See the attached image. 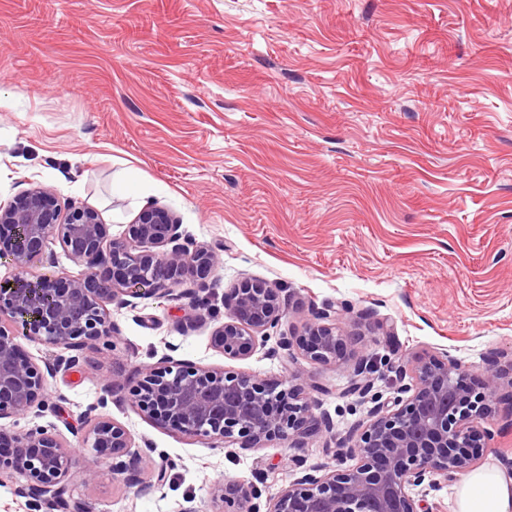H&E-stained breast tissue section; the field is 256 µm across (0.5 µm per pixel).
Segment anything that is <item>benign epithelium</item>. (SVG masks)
<instances>
[{
  "instance_id": "benign-epithelium-1",
  "label": "benign epithelium",
  "mask_w": 512,
  "mask_h": 512,
  "mask_svg": "<svg viewBox=\"0 0 512 512\" xmlns=\"http://www.w3.org/2000/svg\"><path fill=\"white\" fill-rule=\"evenodd\" d=\"M0 225L8 228L7 235L0 234V258L10 257L17 266L12 282L0 286V321L8 317L16 325L10 330L0 324V420L54 408L44 373L80 367V351L89 345L110 347L115 326L108 305L134 308L135 298L174 300L189 294L204 305L208 298L192 288L178 293L176 287L194 273L208 275L218 264L215 250L194 245L176 217L155 203L144 206L117 241L109 238L95 210L76 204L64 210L50 189L37 184L0 205ZM55 241L85 267L82 277H29V265ZM282 293L247 280L224 294L229 313L214 331L215 346L226 357L246 359L275 332L273 356L297 350L322 365L346 361L345 306L325 305L298 334L282 329L287 316ZM20 337L70 355L58 354L41 367L23 350ZM349 368L351 390L372 404L350 448L357 463L308 466L296 458L295 479L264 504L251 483L219 482L213 490L217 512H431L427 501L416 497V488H434L441 479L451 482L476 468L490 437L477 420L491 413L503 384L501 372L486 370L483 392L477 393L470 373L454 358L413 355L400 369L402 383L384 399L374 390L373 362L360 358ZM407 377L410 381L403 382ZM132 396L158 426L218 448L227 439L241 450L275 439L299 445L310 434L332 430L328 417L316 414L313 401L286 379L257 380L169 355L141 370ZM82 420L84 427L72 433L112 462V471L124 476L127 486L140 485L139 465L152 462L151 445L131 452L125 427L98 414L95 405ZM73 455L74 448L53 427L20 433L0 427V476L22 461L25 482L15 492L43 498L58 512H84L82 503L65 497Z\"/></svg>"
}]
</instances>
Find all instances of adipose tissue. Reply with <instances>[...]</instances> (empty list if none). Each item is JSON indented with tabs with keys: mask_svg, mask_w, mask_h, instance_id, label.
<instances>
[{
	"mask_svg": "<svg viewBox=\"0 0 512 512\" xmlns=\"http://www.w3.org/2000/svg\"><path fill=\"white\" fill-rule=\"evenodd\" d=\"M459 512H512V477L495 469L476 470L457 486Z\"/></svg>",
	"mask_w": 512,
	"mask_h": 512,
	"instance_id": "obj_1",
	"label": "adipose tissue"
}]
</instances>
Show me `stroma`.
<instances>
[{"label":"stroma","instance_id":"35a3bbf8","mask_svg":"<svg viewBox=\"0 0 512 512\" xmlns=\"http://www.w3.org/2000/svg\"><path fill=\"white\" fill-rule=\"evenodd\" d=\"M129 172L135 189L118 190ZM34 184L95 208L115 239L157 203L219 264L201 281L208 310L109 305L116 351L86 347L81 372L47 380L58 411L0 427L68 439L94 404L151 442L158 487H127L77 445L68 488L85 512H211L222 480L274 497L293 458L335 463L369 404L346 365L216 350L242 280L288 289L298 330L345 304L347 354L374 361L386 397L411 355L477 376L512 365V0H0V203ZM169 342L183 362L301 385L332 432L230 456L105 393ZM479 425L493 434L481 467L502 468L512 389Z\"/></svg>","mask_w":512,"mask_h":512}]
</instances>
